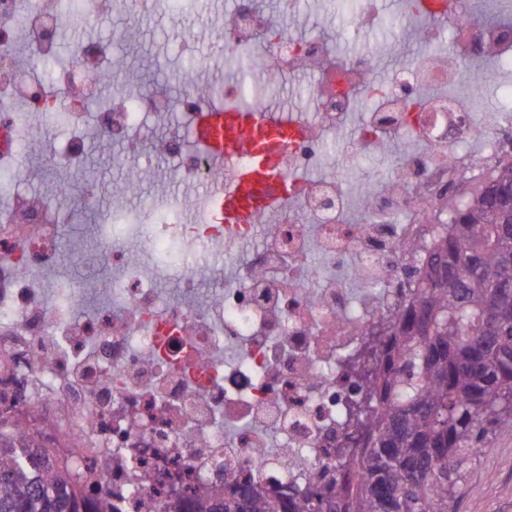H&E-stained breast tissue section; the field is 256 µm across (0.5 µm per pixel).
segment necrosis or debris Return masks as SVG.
<instances>
[{
	"label": "necrosis or debris",
	"mask_w": 512,
	"mask_h": 512,
	"mask_svg": "<svg viewBox=\"0 0 512 512\" xmlns=\"http://www.w3.org/2000/svg\"><path fill=\"white\" fill-rule=\"evenodd\" d=\"M451 51L430 48L374 78L373 51L337 57L316 35H289L259 12H225L223 36L196 57L203 75L246 57L267 78L315 76L305 135L283 170L293 196L255 223H213L218 193L240 156L213 162L190 131L212 97L239 99L237 82L185 84L178 97L116 84L112 45L78 40L57 62L65 0H0V431L83 473L86 512L107 497L120 512L153 501L207 497L243 476L270 493L306 487L345 432L354 374L342 359L367 329L392 323L401 296L441 235L448 188L512 157V110L479 112L460 89L461 65L512 70V24L476 25L472 0H447ZM138 14L165 5L169 37L194 55L184 0H125ZM56 60L50 83L42 65ZM369 109L343 155L360 167L393 138L391 173L368 184L369 216L350 220L344 183L326 169L360 96ZM492 132L458 153L477 125ZM118 144L124 181L86 182V233L112 267L106 285L77 282L60 197L22 188L44 155L74 169L92 142ZM169 164L177 185L202 188L188 205L126 206L141 176Z\"/></svg>",
	"instance_id": "4bbe7bcc"
}]
</instances>
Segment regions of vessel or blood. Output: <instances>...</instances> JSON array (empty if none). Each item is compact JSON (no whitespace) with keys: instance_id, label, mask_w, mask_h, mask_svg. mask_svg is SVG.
Masks as SVG:
<instances>
[{"instance_id":"1","label":"vessel or blood","mask_w":512,"mask_h":512,"mask_svg":"<svg viewBox=\"0 0 512 512\" xmlns=\"http://www.w3.org/2000/svg\"><path fill=\"white\" fill-rule=\"evenodd\" d=\"M303 132L301 125L273 111L224 107L198 113L193 138L210 159L248 158L221 194L225 223L249 224L259 213L280 207L289 195L282 158L289 142Z\"/></svg>"}]
</instances>
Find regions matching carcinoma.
<instances>
[{
  "label": "carcinoma",
  "mask_w": 512,
  "mask_h": 512,
  "mask_svg": "<svg viewBox=\"0 0 512 512\" xmlns=\"http://www.w3.org/2000/svg\"><path fill=\"white\" fill-rule=\"evenodd\" d=\"M512 163L448 205V233L416 269L396 322L374 339L348 402L336 471L271 495L236 480L199 512H452L475 449L512 426ZM0 433V512H83L73 473Z\"/></svg>",
  "instance_id": "1"
}]
</instances>
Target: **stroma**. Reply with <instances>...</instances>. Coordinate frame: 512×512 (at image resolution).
<instances>
[{
  "mask_svg": "<svg viewBox=\"0 0 512 512\" xmlns=\"http://www.w3.org/2000/svg\"><path fill=\"white\" fill-rule=\"evenodd\" d=\"M235 0H186L185 10L200 31L203 40L219 34V23L225 9ZM352 9L344 0H302L299 17L289 20L290 32L298 37L311 33L327 37L338 53L356 50L359 41L349 30ZM163 15L144 17L125 9L115 10L109 22L95 23L93 35L112 40L113 70L118 82H130L146 91L177 95L180 77L190 71V63L167 42ZM420 23L410 17L401 33L393 34L386 26H378L367 36L375 49V75L378 82H387L392 74L425 49L419 38ZM346 135L331 141L326 161L344 182L354 208H361L370 175L385 178L390 174L386 156H368L362 168L344 169L341 155ZM119 148L100 143L93 148L81 167L71 175V182L83 185L91 180L119 181L124 177L117 157ZM490 449L478 456L467 470L453 502L455 512H512V428H501L489 436Z\"/></svg>",
  "mask_w": 512,
  "mask_h": 512,
  "instance_id": "1",
  "label": "stroma"
}]
</instances>
